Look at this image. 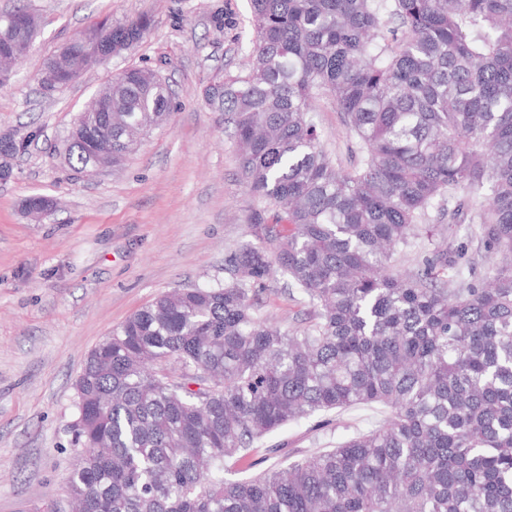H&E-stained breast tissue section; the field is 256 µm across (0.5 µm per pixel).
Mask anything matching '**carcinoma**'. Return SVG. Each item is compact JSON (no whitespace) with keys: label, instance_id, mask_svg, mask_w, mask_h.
<instances>
[{"label":"carcinoma","instance_id":"1","mask_svg":"<svg viewBox=\"0 0 512 512\" xmlns=\"http://www.w3.org/2000/svg\"><path fill=\"white\" fill-rule=\"evenodd\" d=\"M247 76L208 88L239 149L262 245L224 257L222 287L158 296L92 349L75 382L66 477L81 512H512V0H251ZM153 21H101L122 55ZM38 17L0 14V48L33 49ZM152 71L112 77L66 153L117 166L170 116ZM329 96L357 140L345 167L310 118ZM108 131L112 158L91 142ZM456 198L453 208L440 203ZM481 199L492 275L452 287L455 226ZM438 209L437 230L419 221ZM423 231V267L394 256ZM315 309L261 313L274 273ZM380 407L377 429L285 457L292 421ZM244 463L252 474L229 479Z\"/></svg>","mask_w":512,"mask_h":512}]
</instances>
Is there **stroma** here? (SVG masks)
Wrapping results in <instances>:
<instances>
[{
  "label": "stroma",
  "mask_w": 512,
  "mask_h": 512,
  "mask_svg": "<svg viewBox=\"0 0 512 512\" xmlns=\"http://www.w3.org/2000/svg\"><path fill=\"white\" fill-rule=\"evenodd\" d=\"M40 22L35 46L0 85V135L27 142L0 184V512L65 507V478L78 458L71 425L75 381L88 353L160 294L227 283L224 256L254 241L259 200L248 190L224 116L205 101L211 84L246 75L255 45L250 0H28ZM142 14L150 34L122 56L87 70L54 94L44 58L92 23ZM128 67L159 70L172 114L122 165L93 177L72 171L66 138L92 94ZM319 141L347 166L356 140L328 97L315 102ZM56 200L35 222L23 199ZM264 310L307 325L308 304L270 283ZM380 409L354 408L339 424L302 419L271 435L299 458L381 425Z\"/></svg>",
  "instance_id": "1"
}]
</instances>
